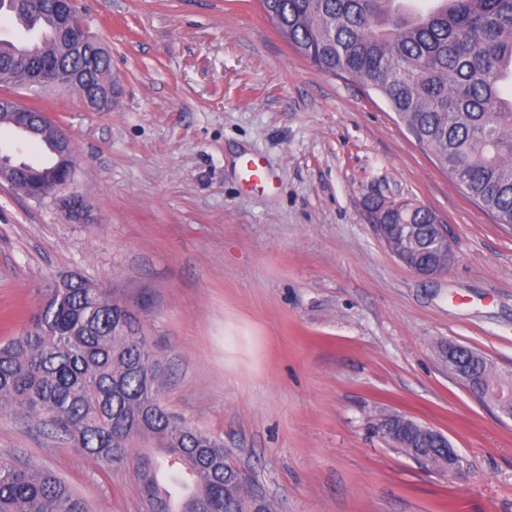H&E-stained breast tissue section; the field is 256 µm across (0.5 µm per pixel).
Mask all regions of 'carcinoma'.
<instances>
[{"mask_svg": "<svg viewBox=\"0 0 512 512\" xmlns=\"http://www.w3.org/2000/svg\"><path fill=\"white\" fill-rule=\"evenodd\" d=\"M53 0H0L23 34L0 38V84L31 86L45 61L62 55ZM288 43L320 71L377 92L416 142L463 190L512 229V0H435L423 12L411 0H259ZM111 59H101L76 89L103 91ZM24 139L48 159L16 167L54 190L52 136L39 120ZM374 223L417 224L438 239L433 213L392 204ZM467 372L485 398L512 391L484 355ZM0 405L25 411L73 447L112 467L133 469L142 512H174L162 470L188 471L195 489L182 512H277L275 502L229 461L223 443L169 412L159 396L157 363L138 314L116 288L77 275L46 290L17 335L0 343ZM385 428V425H380ZM387 429V428H385ZM398 430L388 428L387 437ZM396 446L437 468L447 449L424 430L398 431ZM147 439L157 458L133 442ZM0 512H90L86 501L50 472L0 456Z\"/></svg>", "mask_w": 512, "mask_h": 512, "instance_id": "1", "label": "carcinoma"}]
</instances>
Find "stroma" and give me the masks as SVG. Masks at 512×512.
Masks as SVG:
<instances>
[{"label": "stroma", "mask_w": 512, "mask_h": 512, "mask_svg": "<svg viewBox=\"0 0 512 512\" xmlns=\"http://www.w3.org/2000/svg\"><path fill=\"white\" fill-rule=\"evenodd\" d=\"M112 56V106L11 87L70 136L92 219L0 182V341L70 274L119 289L160 365V398L224 443L278 512H512V419L451 378L438 346L512 374V232L376 92L320 72L259 0H75ZM269 182L247 183L246 159ZM407 200L455 261L425 278L367 203ZM441 431L458 472L382 437V415ZM50 471L91 512H141L106 467L15 409L0 456Z\"/></svg>", "instance_id": "35a3bbf8"}]
</instances>
